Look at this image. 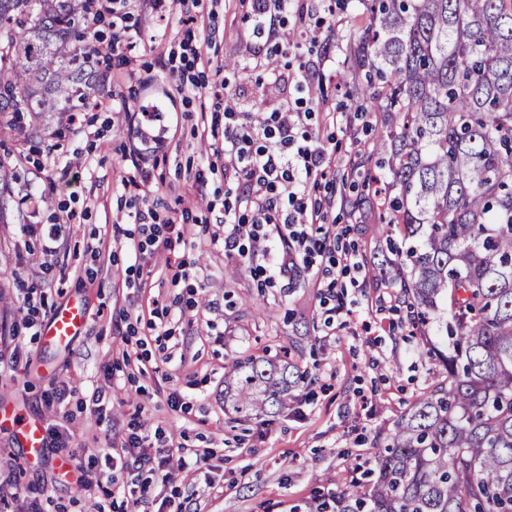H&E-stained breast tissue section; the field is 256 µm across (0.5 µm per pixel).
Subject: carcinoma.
I'll return each instance as SVG.
<instances>
[{"instance_id": "cac0c4a2", "label": "carcinoma", "mask_w": 512, "mask_h": 512, "mask_svg": "<svg viewBox=\"0 0 512 512\" xmlns=\"http://www.w3.org/2000/svg\"><path fill=\"white\" fill-rule=\"evenodd\" d=\"M340 74L357 112L383 113L375 164L388 179L377 223L398 227L408 305L446 316L444 379L351 464L317 512H512V0H360ZM91 0H0V133L16 118L73 112L100 87L110 49ZM299 363L247 357L224 403L249 421L288 404Z\"/></svg>"}]
</instances>
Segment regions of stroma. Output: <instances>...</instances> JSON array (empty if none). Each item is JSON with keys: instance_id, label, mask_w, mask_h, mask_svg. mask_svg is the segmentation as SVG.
Returning a JSON list of instances; mask_svg holds the SVG:
<instances>
[{"instance_id": "stroma-1", "label": "stroma", "mask_w": 512, "mask_h": 512, "mask_svg": "<svg viewBox=\"0 0 512 512\" xmlns=\"http://www.w3.org/2000/svg\"><path fill=\"white\" fill-rule=\"evenodd\" d=\"M199 11L213 15L217 29L212 41L195 44L204 68L185 69L177 24L161 19L145 0H133L140 48L130 68L104 73L106 89L125 96L128 111L90 106L31 125L25 138L0 135V158L18 173L0 188V334L14 339L0 350L19 357L0 370V405L70 436L66 448L46 449L28 461L11 425L0 428V476L15 486L0 512H96L100 504L106 512H125L124 492L148 478L147 468L113 470L107 498L61 479L55 460L67 455L87 462V449L120 445L136 420L163 452L190 457L208 451L196 475L175 469L172 484L156 488L162 499L178 494L186 512H314L318 498L344 488L351 458L368 455L377 433L444 375L441 363L411 337L406 307L382 299L383 284L398 278L395 270L345 288L357 311L340 324L333 300L323 298L310 271L264 283L236 275L245 258L212 244L224 211V176L208 171L212 149L202 119L223 116L224 103L185 97L177 90L180 79L188 73L212 84L228 81L242 109L276 112L301 106L294 74L308 53L302 23L287 17L282 30L293 33L299 47L277 58L281 78L271 82L258 63L248 0H201ZM228 60L236 70H225ZM321 83L325 102L308 131L335 145L336 162L318 194L341 198L343 171L368 159L372 140L354 132L355 103L345 86L330 73ZM149 101L168 130L145 161L158 199L154 225H183L190 245L183 252H153L139 268L126 249L113 246L112 226L127 211L123 182L136 173L141 145L135 113ZM49 144L55 156H47ZM57 158L70 162L67 178L53 172ZM200 171L206 184L199 191L194 177ZM51 224L60 225L62 237L59 251L47 256L42 235ZM389 238L368 215L348 241L371 270L394 260ZM183 260L199 270L194 284L178 278ZM34 283L40 305L32 316L23 296ZM75 296L86 307V329L67 348L46 349L40 325ZM297 348L311 380L291 389L287 408L247 422L225 411L227 364L251 354L280 359ZM54 387L67 390V417L42 400ZM97 388L106 394L99 414L89 402ZM173 393L188 403L187 412L171 410Z\"/></svg>"}]
</instances>
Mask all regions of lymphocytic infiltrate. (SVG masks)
Wrapping results in <instances>:
<instances>
[{
	"label": "lymphocytic infiltrate",
	"instance_id": "1",
	"mask_svg": "<svg viewBox=\"0 0 512 512\" xmlns=\"http://www.w3.org/2000/svg\"><path fill=\"white\" fill-rule=\"evenodd\" d=\"M128 0H112V57L116 64H130L140 32L131 22ZM253 34L257 39H276L278 54L291 55L296 44L278 38L277 22L293 12L299 0H249ZM224 128L211 130L213 153L224 162V174L243 177L244 193L252 209L237 214L224 207V247L239 248L241 241L261 245L265 264L256 266L255 276L273 282L298 266H315L324 255L326 240L309 236L308 226L329 221L330 199L312 201L310 183L324 176L333 158L327 146L313 140L305 126L311 109L289 108L255 120L252 113L238 110L235 88L222 85Z\"/></svg>",
	"mask_w": 512,
	"mask_h": 512
}]
</instances>
